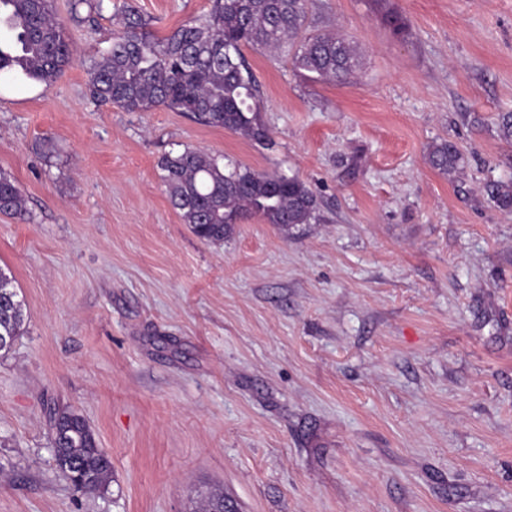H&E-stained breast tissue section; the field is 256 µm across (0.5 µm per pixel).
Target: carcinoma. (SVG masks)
Listing matches in <instances>:
<instances>
[{"label": "carcinoma", "instance_id": "obj_1", "mask_svg": "<svg viewBox=\"0 0 512 512\" xmlns=\"http://www.w3.org/2000/svg\"><path fill=\"white\" fill-rule=\"evenodd\" d=\"M206 21L189 22L158 38L146 20L126 4L114 14L122 33L93 61V100L127 112L166 108L199 122L267 144L272 136L262 119L263 104L244 49L291 52L294 65L319 79L349 82L359 69L354 45L335 33L304 31L309 0H211ZM72 43L55 17L53 0H0V73H16L45 85L68 66ZM498 136L512 144V112L498 116ZM431 166L458 178L465 159L442 140L428 153ZM172 206L200 239L224 241L234 225L251 216L285 228L321 221L316 196L299 177L257 172L243 165L221 166L203 151L185 149L159 162ZM487 202L512 213V180L483 186ZM0 213L25 218L26 200L11 173L0 169ZM24 305L14 279L0 269V334L20 336ZM54 445L94 474L84 490L106 486L112 458L88 431L84 417L67 408L48 414Z\"/></svg>", "mask_w": 512, "mask_h": 512}]
</instances>
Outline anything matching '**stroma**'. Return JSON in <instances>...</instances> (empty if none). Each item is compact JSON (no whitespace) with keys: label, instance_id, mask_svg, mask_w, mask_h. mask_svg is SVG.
<instances>
[{"label":"stroma","instance_id":"stroma-1","mask_svg":"<svg viewBox=\"0 0 512 512\" xmlns=\"http://www.w3.org/2000/svg\"><path fill=\"white\" fill-rule=\"evenodd\" d=\"M130 4L164 36L211 0H54L77 51L44 85L0 76V267L26 329L0 353V512H512V0H310L307 30L356 46L351 82L245 57L273 146L88 93ZM406 25L394 34L391 21ZM446 139L468 164L430 167ZM198 149L298 176L324 220L184 224L159 168ZM82 413L105 488L58 472L47 406ZM0 213L25 218L26 200L11 173L0 169ZM487 202L496 210L512 213V180H490L483 186Z\"/></svg>","mask_w":512,"mask_h":512}]
</instances>
